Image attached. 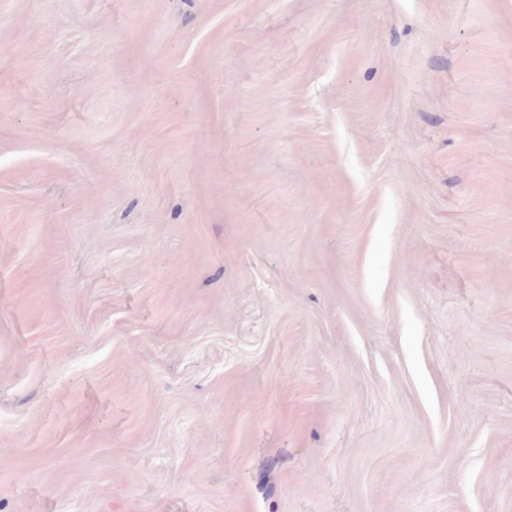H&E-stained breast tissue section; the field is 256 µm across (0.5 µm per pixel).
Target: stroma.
Here are the masks:
<instances>
[{"mask_svg": "<svg viewBox=\"0 0 512 512\" xmlns=\"http://www.w3.org/2000/svg\"><path fill=\"white\" fill-rule=\"evenodd\" d=\"M0 512H512V0H0Z\"/></svg>", "mask_w": 512, "mask_h": 512, "instance_id": "obj_1", "label": "stroma"}]
</instances>
